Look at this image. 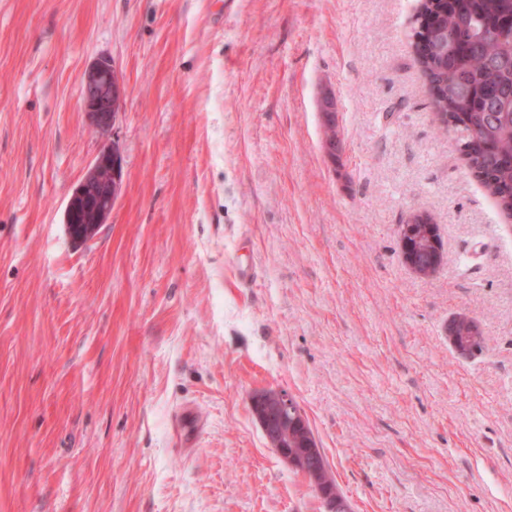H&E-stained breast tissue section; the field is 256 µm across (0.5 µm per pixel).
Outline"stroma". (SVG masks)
Here are the masks:
<instances>
[{
    "label": "stroma",
    "mask_w": 512,
    "mask_h": 512,
    "mask_svg": "<svg viewBox=\"0 0 512 512\" xmlns=\"http://www.w3.org/2000/svg\"><path fill=\"white\" fill-rule=\"evenodd\" d=\"M418 6L0 0V512H326L261 389L353 512H512V222L438 132ZM99 59L123 87L104 131ZM113 146L112 213L76 241L69 199ZM417 210L447 255L429 279L400 251ZM105 63L95 61L88 67L81 91L82 111L90 123L101 130L107 129L113 121L115 98L121 95L119 77L112 65ZM463 316H457L452 319L448 324V329L453 332V336L457 342L458 348L463 351H467L468 354L462 355H473L474 353L471 351V347H476L477 352H481L483 350V338L478 341H472L470 336L471 332L469 326L465 323L464 320H458V318ZM288 400V394L282 390L258 391L250 398L251 412L278 457L296 471L311 474L321 464L323 455L318 446L288 448V445L298 441V437H302L296 429L299 426L297 416L294 415L291 421L288 417L293 413L292 406L298 410L299 408L292 398V406ZM292 426L295 428H291L288 433V428Z\"/></svg>",
    "instance_id": "1"
}]
</instances>
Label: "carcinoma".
I'll list each match as a JSON object with an SVG mask.
<instances>
[{"instance_id": "cac0c4a2", "label": "carcinoma", "mask_w": 512, "mask_h": 512, "mask_svg": "<svg viewBox=\"0 0 512 512\" xmlns=\"http://www.w3.org/2000/svg\"><path fill=\"white\" fill-rule=\"evenodd\" d=\"M414 35L423 43L417 61L429 78L440 134H453L474 176L511 218L512 0H453L445 16ZM106 219L82 203L65 223L87 227ZM448 329L459 349L483 350L465 321L454 318Z\"/></svg>"}]
</instances>
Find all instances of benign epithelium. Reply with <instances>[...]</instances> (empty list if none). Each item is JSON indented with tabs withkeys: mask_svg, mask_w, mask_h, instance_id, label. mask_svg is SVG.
Here are the masks:
<instances>
[{
	"mask_svg": "<svg viewBox=\"0 0 512 512\" xmlns=\"http://www.w3.org/2000/svg\"><path fill=\"white\" fill-rule=\"evenodd\" d=\"M119 95H121L119 77L112 65L100 61L93 62L85 71L81 91V108L90 123L101 130L108 128L113 121L115 98ZM91 177L99 183L118 179L117 162L113 160L111 151L107 150L99 154L92 166ZM75 195L90 199L101 213L112 212L115 193L111 191L99 193L89 185L87 179L82 181ZM418 225L424 228L433 245V269L437 272L445 263V252L437 226L423 212L414 213L407 223L402 225L400 234L402 259L412 271H417L408 238L413 236ZM250 408L268 444L278 457L303 473H313L321 464V449L312 445L307 448L288 447V428L299 426L297 419H289L293 408L288 394L281 390L258 391L250 398ZM318 493L326 502L327 512H350L349 504L336 497L335 489L320 488Z\"/></svg>",
	"mask_w": 512,
	"mask_h": 512,
	"instance_id": "benign-epithelium-1",
	"label": "benign epithelium"
}]
</instances>
